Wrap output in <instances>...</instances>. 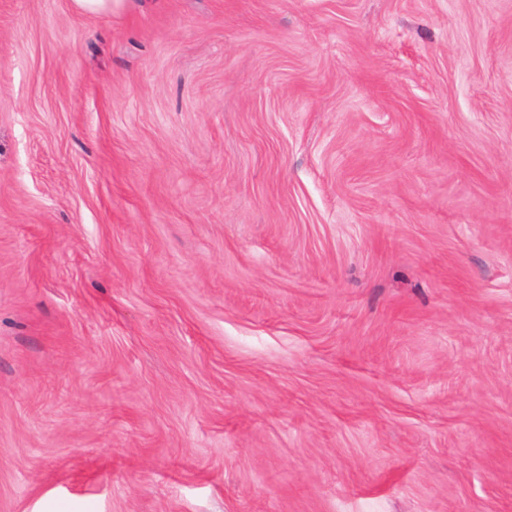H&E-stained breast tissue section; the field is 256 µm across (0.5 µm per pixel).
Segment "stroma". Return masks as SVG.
Returning <instances> with one entry per match:
<instances>
[{
	"label": "stroma",
	"mask_w": 512,
	"mask_h": 512,
	"mask_svg": "<svg viewBox=\"0 0 512 512\" xmlns=\"http://www.w3.org/2000/svg\"><path fill=\"white\" fill-rule=\"evenodd\" d=\"M0 512H512V0H0ZM125 0H71L73 10L80 16L106 17L124 6Z\"/></svg>",
	"instance_id": "1"
}]
</instances>
